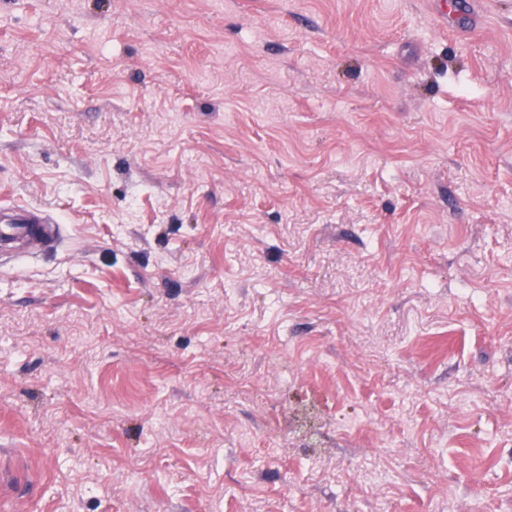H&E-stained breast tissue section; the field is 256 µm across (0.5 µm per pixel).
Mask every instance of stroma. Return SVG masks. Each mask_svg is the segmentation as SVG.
<instances>
[{
    "label": "stroma",
    "instance_id": "stroma-1",
    "mask_svg": "<svg viewBox=\"0 0 512 512\" xmlns=\"http://www.w3.org/2000/svg\"><path fill=\"white\" fill-rule=\"evenodd\" d=\"M0 0V512H512V0ZM0 250L12 253L16 242L26 240L35 229H40L43 243L56 240L59 222L53 214L43 210H30L13 205H0Z\"/></svg>",
    "mask_w": 512,
    "mask_h": 512
}]
</instances>
